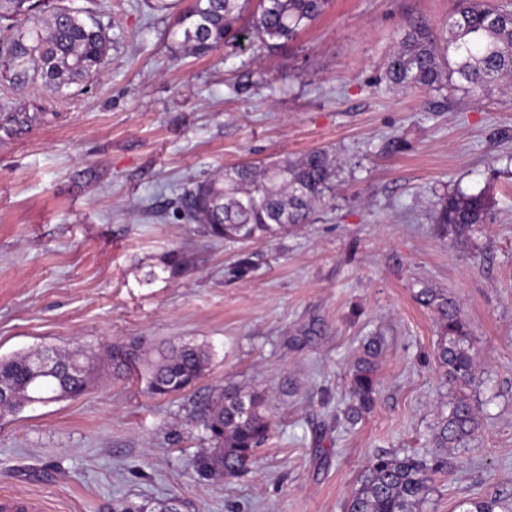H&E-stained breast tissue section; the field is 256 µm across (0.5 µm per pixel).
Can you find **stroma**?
<instances>
[{
    "instance_id": "obj_1",
    "label": "stroma",
    "mask_w": 512,
    "mask_h": 512,
    "mask_svg": "<svg viewBox=\"0 0 512 512\" xmlns=\"http://www.w3.org/2000/svg\"><path fill=\"white\" fill-rule=\"evenodd\" d=\"M191 3L53 0L111 40L102 74L60 92L4 63L33 20L0 23V357L136 337L210 353L176 396L105 372L77 399L0 415V499L36 497L44 512L172 498L181 512H346L370 453L429 455L448 411L436 317L418 299L431 288L461 307L480 428L418 512L474 497L512 512V93L388 87L407 23L443 32L453 0H329L272 52L205 56L173 37ZM316 148L340 174L312 223L225 241L180 210L224 169ZM456 190L493 202L466 241L432 222ZM174 250L188 269L172 278L160 266ZM373 336V408L335 423ZM227 385L263 392L273 431L247 473L215 482L188 462L209 445L200 404Z\"/></svg>"
}]
</instances>
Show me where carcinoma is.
<instances>
[{"mask_svg": "<svg viewBox=\"0 0 512 512\" xmlns=\"http://www.w3.org/2000/svg\"><path fill=\"white\" fill-rule=\"evenodd\" d=\"M328 0H194L179 21L178 44L205 53L222 44L247 38L272 50L280 40H290L322 15ZM32 0H0V20L30 16ZM111 49L101 25L79 12L58 9L41 19V25L19 34L8 63L16 76L33 71L41 82L60 90L97 77ZM512 74V9L488 0H455L448 17V35L437 38L426 21L408 23L398 48L387 59L385 75L390 86L403 91L436 90L461 86L481 100L492 87ZM338 165L323 149L296 159L265 166L243 164L218 178L199 182L180 200L186 216L206 233L226 240L275 238L309 224L316 205L333 190ZM492 204L483 193L458 191L438 198L433 223L442 236L452 232L468 238L487 223ZM188 267L185 256L173 251L163 259L162 271L171 276ZM436 314L439 334L436 359L456 392L448 401L431 442L437 449L431 459L394 453L372 454L347 512H414L431 489L432 477L450 468L446 450L461 448L479 428V420L466 390L476 377L475 355L459 306L444 293L430 288L419 292ZM380 343L371 339L351 372V404L343 411L356 423L374 401L376 361ZM76 362L79 372L31 369L33 356L18 354L0 359V381L13 390L11 407L18 410L45 397L55 403L82 395L97 376L107 370L117 377L144 369L147 391L166 397L186 391L200 380L210 363L200 345L167 341L154 345L144 339L115 344L99 357L90 348L77 347L59 355ZM201 422L211 447L192 460V467L207 479L238 476L254 463L256 449L268 439L272 422L266 397L247 387L218 388L204 403ZM116 512H176L160 503L130 506Z\"/></svg>", "mask_w": 512, "mask_h": 512, "instance_id": "1", "label": "carcinoma"}]
</instances>
